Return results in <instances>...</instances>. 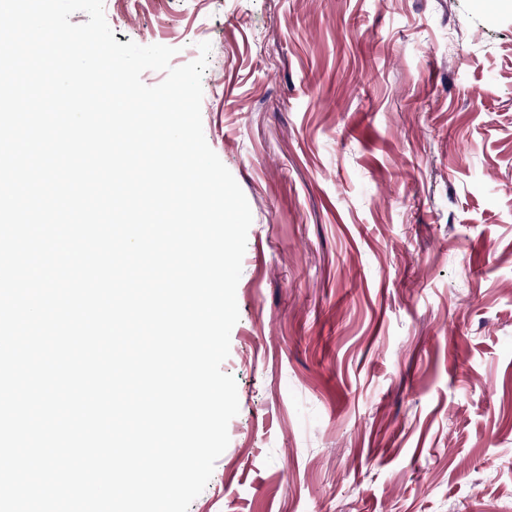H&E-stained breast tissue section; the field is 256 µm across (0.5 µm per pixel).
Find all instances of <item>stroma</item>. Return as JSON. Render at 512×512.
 Instances as JSON below:
<instances>
[{
  "label": "stroma",
  "instance_id": "1",
  "mask_svg": "<svg viewBox=\"0 0 512 512\" xmlns=\"http://www.w3.org/2000/svg\"><path fill=\"white\" fill-rule=\"evenodd\" d=\"M252 212L189 512H512V0H104Z\"/></svg>",
  "mask_w": 512,
  "mask_h": 512
}]
</instances>
